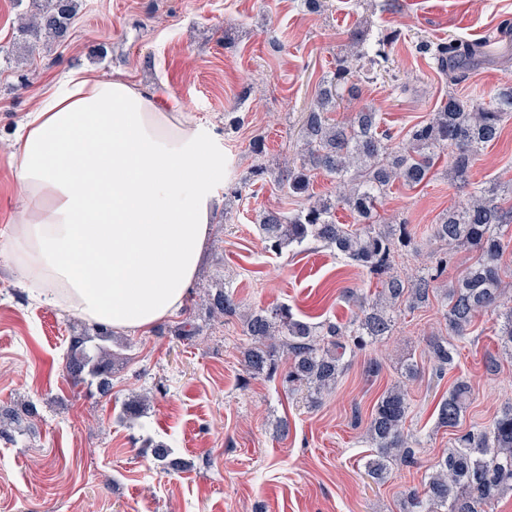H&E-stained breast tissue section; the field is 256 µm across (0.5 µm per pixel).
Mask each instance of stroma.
<instances>
[{"instance_id": "35a3bbf8", "label": "stroma", "mask_w": 512, "mask_h": 512, "mask_svg": "<svg viewBox=\"0 0 512 512\" xmlns=\"http://www.w3.org/2000/svg\"><path fill=\"white\" fill-rule=\"evenodd\" d=\"M394 29L402 40L361 81L362 103L380 113L394 143L448 92L469 97L512 82V0H324L316 10L304 0H86L67 40L38 47L30 65L0 56L1 137L65 71L85 67L180 100L220 146L217 210L185 300L200 332L177 339L171 317L145 333H118L108 394L75 384L66 370L71 336H97L96 326L30 300L0 260V419L28 405L38 412L28 427L0 437V512H399L402 491L420 486L453 441L434 411L456 377L472 388L463 428L489 425L512 402V358L488 314L476 318L441 378L427 346L429 336L448 333L440 302L397 316L393 334L346 357L335 388L311 405L280 378L247 375L240 320L223 323L209 310L208 292L225 286L247 312L286 304L306 322L345 323L357 309L343 289L375 292L366 269L322 244L267 251L258 215L298 206L273 177L295 156L291 130L346 54L348 31L372 43ZM451 37L488 45L454 84L419 48ZM258 136L267 181L250 174ZM450 162L442 152L429 182L394 183L384 201L382 215L418 232L417 251L396 260L401 276L431 266L435 245L425 232L463 200L446 176ZM470 180L512 185V120L481 151ZM408 359L418 374L406 380ZM373 361L375 374L367 371ZM399 381L418 463L394 467L377 483L365 469L366 429L378 399ZM136 394L150 401L125 419ZM158 442L183 470L157 465Z\"/></svg>"}]
</instances>
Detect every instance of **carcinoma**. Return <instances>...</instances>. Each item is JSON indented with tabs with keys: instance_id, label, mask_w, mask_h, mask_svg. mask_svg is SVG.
Returning a JSON list of instances; mask_svg holds the SVG:
<instances>
[{
	"instance_id": "1",
	"label": "carcinoma",
	"mask_w": 512,
	"mask_h": 512,
	"mask_svg": "<svg viewBox=\"0 0 512 512\" xmlns=\"http://www.w3.org/2000/svg\"><path fill=\"white\" fill-rule=\"evenodd\" d=\"M79 7V0H43L35 10L20 16L19 30L36 43L43 37L63 41ZM399 39L401 34L395 30L381 34L375 56L387 58L388 49ZM364 44L362 33L350 34L352 55L337 59L336 69L323 81L298 131L300 153L276 180L289 197L304 200L303 206L293 211L267 209L259 215V224L270 251L279 254L287 247L321 243L365 268L380 282L381 290L374 296L346 292L360 316L347 324L321 325L296 318L284 305L243 315L241 302L230 290L208 294L215 317L244 318V332L251 344L242 353V365L249 375L270 378L280 374L291 390L305 386L317 401L336 386L346 355L392 333V309L412 311L438 295L435 283L448 267V252L440 253L434 265L413 280L401 279L393 272L394 261L402 251L414 248L415 232L405 220H387L378 204L396 181L409 188L427 181L434 174L438 154L447 149L452 157L448 176L466 192L467 199L431 225L430 236L473 253V262L443 291L448 333L462 341L476 316L494 314L500 318V340L512 350V298H503L500 276V229L512 224V207H503L501 200L512 194V187L496 183L476 187L469 182L476 156L512 120V85L497 90L487 102L448 93L426 120L408 130L405 145L397 149L382 129L380 114L369 107L353 113L346 122L329 117L337 101L359 96L353 69L368 57ZM433 52L441 66L451 63L458 71L481 57L483 44L450 39L433 47ZM318 171L343 187L339 197L331 201L312 195L311 181ZM338 208L350 211L355 223H338L333 217ZM88 341L81 334L70 338L66 367L76 384L86 372L99 377L98 391L106 394L112 354L106 350L90 354ZM428 346L435 373L442 377L454 364V344L431 336ZM470 392L466 380H456L437 406V427L450 431L460 427ZM407 413L406 393L399 384L387 389L373 410L367 440L374 454L366 469L377 479L394 463H418L403 430ZM151 453L164 470L183 467L162 443L154 445ZM507 494H512V404L489 426L458 434L431 467L423 490L410 489L404 494L400 512H494L495 504Z\"/></svg>"
}]
</instances>
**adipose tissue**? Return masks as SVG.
<instances>
[{
	"label": "adipose tissue",
	"instance_id": "ef3b65f1",
	"mask_svg": "<svg viewBox=\"0 0 512 512\" xmlns=\"http://www.w3.org/2000/svg\"><path fill=\"white\" fill-rule=\"evenodd\" d=\"M24 204L0 257L43 303L115 330L182 308L215 202L218 146L187 106L122 78L70 72L7 144Z\"/></svg>",
	"mask_w": 512,
	"mask_h": 512
}]
</instances>
